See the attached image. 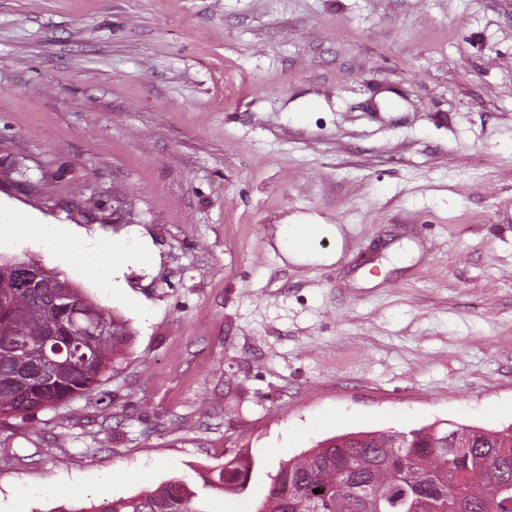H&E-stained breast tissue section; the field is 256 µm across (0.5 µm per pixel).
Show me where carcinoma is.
Returning a JSON list of instances; mask_svg holds the SVG:
<instances>
[{
    "instance_id": "carcinoma-1",
    "label": "carcinoma",
    "mask_w": 512,
    "mask_h": 512,
    "mask_svg": "<svg viewBox=\"0 0 512 512\" xmlns=\"http://www.w3.org/2000/svg\"><path fill=\"white\" fill-rule=\"evenodd\" d=\"M37 262L0 254V414L54 408L99 393L122 360L128 321L93 302L59 271L54 287L16 288L17 267ZM104 321L110 335L57 336L52 374L22 357L51 326ZM252 461L236 455L200 488L171 478L151 491L119 498L98 512H209L205 491L242 494ZM320 493H314V489ZM254 512H512V424L485 429L448 421L407 430H360L328 437L279 464Z\"/></svg>"
}]
</instances>
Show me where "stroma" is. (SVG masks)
<instances>
[{
	"instance_id": "obj_1",
	"label": "stroma",
	"mask_w": 512,
	"mask_h": 512,
	"mask_svg": "<svg viewBox=\"0 0 512 512\" xmlns=\"http://www.w3.org/2000/svg\"><path fill=\"white\" fill-rule=\"evenodd\" d=\"M0 215L145 250L102 401L0 415V512L103 503L246 449L253 512L327 437L512 424V0H0ZM137 221H112V198ZM335 225L330 265L286 223ZM336 240L335 250H321L319 239ZM340 235L332 224H282L277 232V245L287 258L297 263L330 264L338 258Z\"/></svg>"
}]
</instances>
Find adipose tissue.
Listing matches in <instances>:
<instances>
[{
    "label": "adipose tissue",
    "instance_id": "adipose-tissue-1",
    "mask_svg": "<svg viewBox=\"0 0 512 512\" xmlns=\"http://www.w3.org/2000/svg\"><path fill=\"white\" fill-rule=\"evenodd\" d=\"M23 235L40 240L57 255L74 260L93 277L101 287L113 288V276L118 260L127 253L122 244H113L109 260H102V248L93 244L82 251L71 248L73 233L63 225L28 224L17 219L0 223V236ZM339 233L331 224H284L277 232V244L287 258L297 263L329 264L336 261L338 254L322 250L317 246L319 239H338Z\"/></svg>",
    "mask_w": 512,
    "mask_h": 512
}]
</instances>
